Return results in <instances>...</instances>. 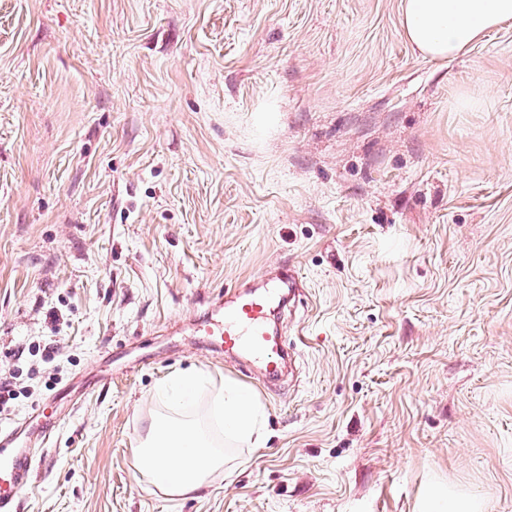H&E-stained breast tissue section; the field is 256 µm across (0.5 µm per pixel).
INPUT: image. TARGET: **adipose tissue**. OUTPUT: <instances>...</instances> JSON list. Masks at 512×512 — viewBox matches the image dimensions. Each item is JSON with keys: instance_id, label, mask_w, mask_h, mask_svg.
I'll use <instances>...</instances> for the list:
<instances>
[{"instance_id": "1", "label": "adipose tissue", "mask_w": 512, "mask_h": 512, "mask_svg": "<svg viewBox=\"0 0 512 512\" xmlns=\"http://www.w3.org/2000/svg\"><path fill=\"white\" fill-rule=\"evenodd\" d=\"M512 0H402L400 25L423 55L448 59L466 55L504 21ZM205 384L202 373L183 372L161 382L151 415L134 450L141 473L162 492L183 497L208 485L230 461V448L260 444L264 410L237 381L221 384L205 418L194 412Z\"/></svg>"}]
</instances>
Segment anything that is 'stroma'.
I'll use <instances>...</instances> for the list:
<instances>
[{
  "label": "stroma",
  "mask_w": 512,
  "mask_h": 512,
  "mask_svg": "<svg viewBox=\"0 0 512 512\" xmlns=\"http://www.w3.org/2000/svg\"><path fill=\"white\" fill-rule=\"evenodd\" d=\"M401 0H0V431L85 384L18 512H512V20L423 56ZM295 268L293 377L210 297ZM266 438L182 498L134 448L164 378ZM423 512H483L475 496L448 492L445 487L428 491L423 498Z\"/></svg>",
  "instance_id": "1"
}]
</instances>
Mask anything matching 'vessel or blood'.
I'll list each match as a JSON object with an SVG mask.
<instances>
[{"label":"vessel or blood","mask_w":512,"mask_h":512,"mask_svg":"<svg viewBox=\"0 0 512 512\" xmlns=\"http://www.w3.org/2000/svg\"><path fill=\"white\" fill-rule=\"evenodd\" d=\"M302 281L293 268L281 266L262 283H243L225 290L210 311L199 319L196 332L203 341L247 362L260 363L269 378H278L288 355V344L270 328L282 301V288L300 294ZM35 457L12 439L0 436V512H14L21 495L32 484Z\"/></svg>","instance_id":"1"}]
</instances>
